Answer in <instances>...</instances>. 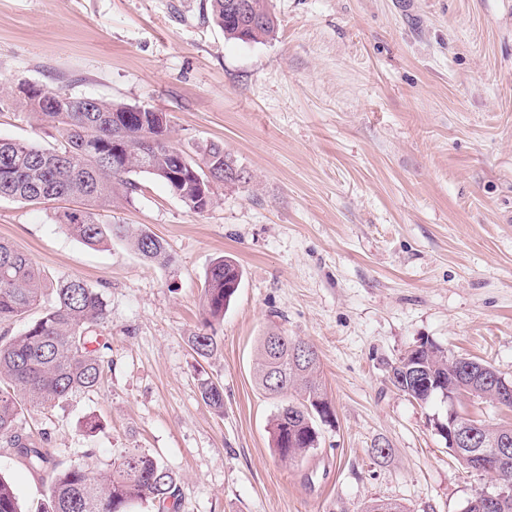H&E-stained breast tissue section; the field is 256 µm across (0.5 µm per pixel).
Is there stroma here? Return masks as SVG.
I'll list each match as a JSON object with an SVG mask.
<instances>
[{"instance_id": "1", "label": "stroma", "mask_w": 512, "mask_h": 512, "mask_svg": "<svg viewBox=\"0 0 512 512\" xmlns=\"http://www.w3.org/2000/svg\"><path fill=\"white\" fill-rule=\"evenodd\" d=\"M269 8L273 36L245 43L209 0H0V84L156 109L177 145L223 144L246 177L214 184L202 213L142 177L101 213L164 239V266L120 239L83 245L54 221L68 201L0 198V240L36 260L46 288L81 278L108 309L98 389L22 426L61 468L156 456L180 480L179 512H362L375 499L461 512L488 479L438 431L452 405L412 400L389 372L425 339L512 379V0ZM0 137L55 144L22 112H0ZM223 256L243 281L203 358L189 338ZM271 329L316 348L334 411L296 463L275 455L279 402L254 380ZM202 378L223 386V408L202 400ZM0 475L23 512L52 477L4 444Z\"/></svg>"}]
</instances>
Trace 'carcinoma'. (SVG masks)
I'll list each match as a JSON object with an SVG mask.
<instances>
[{
  "mask_svg": "<svg viewBox=\"0 0 512 512\" xmlns=\"http://www.w3.org/2000/svg\"><path fill=\"white\" fill-rule=\"evenodd\" d=\"M237 0H210L211 14L229 39L260 42L275 30L268 0H242L248 11L263 16L254 28L240 29L241 20L230 10ZM27 112L54 132L56 144L45 148L36 142L0 138V198L31 204L74 198L80 206L59 212L56 223L89 247L108 237L127 238L146 261H172L167 244L140 227L102 224L97 211L112 205L119 193L138 190L131 175L163 182L189 210L202 213L214 203L210 180L240 183L244 176L230 178L236 162L220 144H206L191 154L175 145L166 116H157L139 105L50 91L29 85L0 86V112ZM121 145L120 165L112 168V145ZM242 280L237 263L223 257L212 264L205 278L202 307L204 328L189 338L193 351L210 355L217 347L207 331L210 319L224 315ZM44 304V313L18 336L0 338V441L15 449L32 470L52 466L42 441L20 428L24 411L48 410L78 393L99 387L104 372L95 328L107 319L102 293L80 278L58 282L50 300H45L43 277L35 259L0 241V323L11 321ZM427 348L404 365L400 357L391 367L389 382L416 401L443 394L440 388L422 389L410 378L415 367L420 378L444 376L467 383L472 358L450 357L437 345L424 340ZM318 353L314 346L280 332L262 337L256 372L258 385L272 396H283L272 420L273 447L288 462L305 458L318 445V422H331L330 404L317 380ZM500 373L468 388L465 395L491 404L512 408V396L501 397ZM202 399L224 407V389L209 378L199 380ZM470 424L475 437L486 442L493 436L512 440V427L486 429ZM483 475L491 488L512 484V465L492 457L486 459ZM176 475L158 458L139 449L128 451L112 464L108 473H94L81 464L54 468L49 495L37 512H129L136 502L179 501ZM0 512H22L14 488L0 476ZM362 512H406L390 500H374Z\"/></svg>",
  "mask_w": 512,
  "mask_h": 512,
  "instance_id": "obj_1",
  "label": "carcinoma"
}]
</instances>
